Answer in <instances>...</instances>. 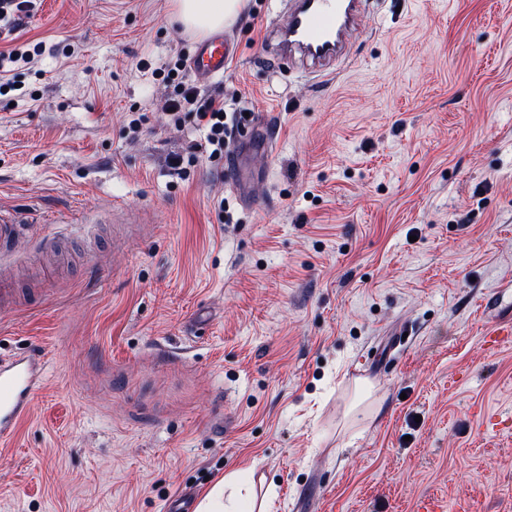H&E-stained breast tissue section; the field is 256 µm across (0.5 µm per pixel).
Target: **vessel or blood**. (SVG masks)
<instances>
[{"mask_svg":"<svg viewBox=\"0 0 512 512\" xmlns=\"http://www.w3.org/2000/svg\"><path fill=\"white\" fill-rule=\"evenodd\" d=\"M362 0H293L280 26L282 57L300 54L320 64L338 54L353 27ZM233 56V44L218 34L201 43L191 61L192 73L201 80L223 75ZM44 357L29 354L0 362V445L11 444L30 413L31 402L43 384Z\"/></svg>","mask_w":512,"mask_h":512,"instance_id":"b4317fda","label":"vessel or blood"}]
</instances>
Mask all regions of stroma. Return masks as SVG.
Returning <instances> with one entry per match:
<instances>
[{"label":"stroma","mask_w":512,"mask_h":512,"mask_svg":"<svg viewBox=\"0 0 512 512\" xmlns=\"http://www.w3.org/2000/svg\"><path fill=\"white\" fill-rule=\"evenodd\" d=\"M287 9L246 0L200 85L247 198L160 109L171 0L0 28L45 48L0 96V357L46 361L0 512H195L236 471L266 512H512V0H369L318 76L275 66Z\"/></svg>","instance_id":"obj_1"}]
</instances>
